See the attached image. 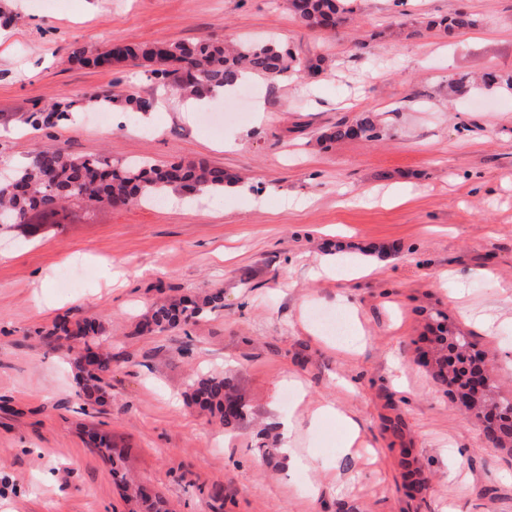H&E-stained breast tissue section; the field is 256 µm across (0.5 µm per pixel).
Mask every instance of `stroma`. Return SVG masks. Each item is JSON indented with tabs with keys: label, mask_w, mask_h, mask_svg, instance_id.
Returning a JSON list of instances; mask_svg holds the SVG:
<instances>
[{
	"label": "stroma",
	"mask_w": 512,
	"mask_h": 512,
	"mask_svg": "<svg viewBox=\"0 0 512 512\" xmlns=\"http://www.w3.org/2000/svg\"><path fill=\"white\" fill-rule=\"evenodd\" d=\"M358 5L353 21L321 33L288 0H0L15 17L0 31L1 161L20 164L52 142L122 162L203 160L252 189L193 209L172 191L158 205L76 210L29 240L0 236V512H128L94 431L171 512H512V450L483 443L478 422L417 361L447 316L512 399V0ZM458 11L478 26L386 33ZM205 36L271 37L333 67L302 80L256 77L189 112L148 68L68 58L74 45ZM487 68L503 85L477 82ZM457 80L464 86L451 92ZM93 91L150 97L154 108L102 129L83 100ZM64 98L73 119L53 131L3 119ZM365 111L377 114L381 139L317 144ZM393 187L400 197L382 202ZM331 254L340 260L328 276L320 265ZM210 288L223 289V307L137 332L156 298ZM319 309L343 312L357 336L326 335ZM65 313L109 324L105 402L88 411L74 352L40 334ZM210 374L244 393L240 426L187 405L190 379ZM327 401L360 425L363 449L343 452L328 419L297 434L307 466L261 458L280 419H306ZM405 456L428 480L425 497L403 486Z\"/></svg>",
	"instance_id": "1"
}]
</instances>
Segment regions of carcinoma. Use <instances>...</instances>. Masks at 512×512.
Instances as JSON below:
<instances>
[{
  "label": "carcinoma",
  "mask_w": 512,
  "mask_h": 512,
  "mask_svg": "<svg viewBox=\"0 0 512 512\" xmlns=\"http://www.w3.org/2000/svg\"><path fill=\"white\" fill-rule=\"evenodd\" d=\"M294 17L310 29H334L345 23L358 9L357 0H289ZM476 20L465 11L450 18L428 22L425 29L443 31L469 29ZM70 59L83 65L103 67L130 63L147 66L163 81L171 79L180 94L191 98L206 86H222L247 72L276 82L288 75L312 77L325 70L321 57L302 61L278 42L243 41L234 46L211 38L191 42L157 40L136 46H117L102 52H90L83 46L71 50ZM70 117L69 105L60 102L29 112L22 117L34 129L62 126ZM356 137L377 140L376 121L368 114L355 123L338 122L321 139L328 142ZM238 183V178L223 168L204 163L153 164L148 160L115 163L104 155H74L56 144L31 151L25 162L10 172L0 173V234L17 231L27 237L46 224L43 217L63 215L66 204H82L91 208L103 202L127 206L164 196L170 190L200 192L203 188L222 190ZM224 306V290L215 289L198 297L186 296L177 301L155 302L142 316L138 328L153 334L177 329L200 317L204 312ZM56 341H80L86 347L105 335L98 320H71L63 315L42 331ZM437 352V376L447 386L462 383L468 352L474 344L465 336H450L448 328L439 327L429 339ZM455 364L448 367V352ZM112 359H99L97 367L87 369L77 361L78 380L86 401L101 390L102 375L110 370ZM189 403L217 418L224 427L233 428L246 417L245 404L236 387L219 376L192 380L188 385ZM126 499L138 506L136 512H167L153 490L145 484L124 483Z\"/></svg>",
  "instance_id": "1"
}]
</instances>
